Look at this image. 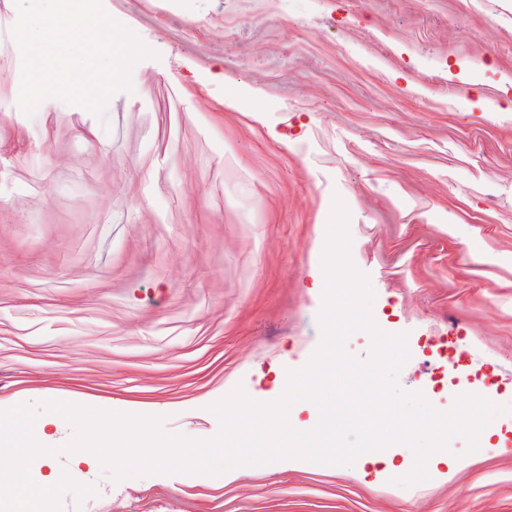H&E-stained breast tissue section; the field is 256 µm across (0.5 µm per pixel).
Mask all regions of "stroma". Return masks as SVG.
<instances>
[{
  "instance_id": "stroma-1",
  "label": "stroma",
  "mask_w": 512,
  "mask_h": 512,
  "mask_svg": "<svg viewBox=\"0 0 512 512\" xmlns=\"http://www.w3.org/2000/svg\"><path fill=\"white\" fill-rule=\"evenodd\" d=\"M263 2L103 0L152 55L101 119L56 98L29 118L19 79L0 88V411L51 400L214 437L225 383L246 368L247 395L277 396L317 350L297 329L318 321L339 198L377 326L389 299L497 347L414 355L398 377L440 411L460 378L492 391L488 444L453 439L428 483L387 497L377 467L286 459L116 480L110 512H512V375L497 368L512 359V122L480 119L512 114V95L446 100L442 76L397 54L512 71V35L460 0H350L357 21L334 31L319 18L336 0ZM296 115L326 149L295 152ZM44 432L58 453L37 484L102 474L64 452L69 423Z\"/></svg>"
}]
</instances>
